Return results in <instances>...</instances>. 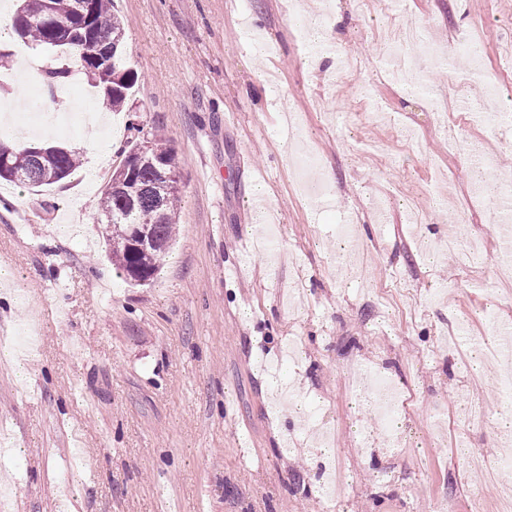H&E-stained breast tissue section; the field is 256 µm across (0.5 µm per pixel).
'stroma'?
<instances>
[{
	"instance_id": "1",
	"label": "stroma",
	"mask_w": 512,
	"mask_h": 512,
	"mask_svg": "<svg viewBox=\"0 0 512 512\" xmlns=\"http://www.w3.org/2000/svg\"><path fill=\"white\" fill-rule=\"evenodd\" d=\"M322 2L312 43L293 0H114L135 85L100 132L165 133L179 172L176 243L152 284L128 286L103 256L101 191L122 154L86 183L0 181V268L14 274L0 347L36 345L27 379L0 360L11 512H496L503 480L468 459L512 466L494 438L508 408L497 363L474 372L472 352L495 348L512 299L494 272L496 199L474 204L442 121L512 174V0ZM410 21L416 88L392 76ZM458 40L481 46L478 72L449 65ZM4 46L0 102L95 100L81 71L34 97L50 50ZM301 155L332 183L306 187ZM259 185L288 255L273 276L240 222ZM282 377L308 407L300 422L274 409ZM378 380L393 388L385 429Z\"/></svg>"
}]
</instances>
